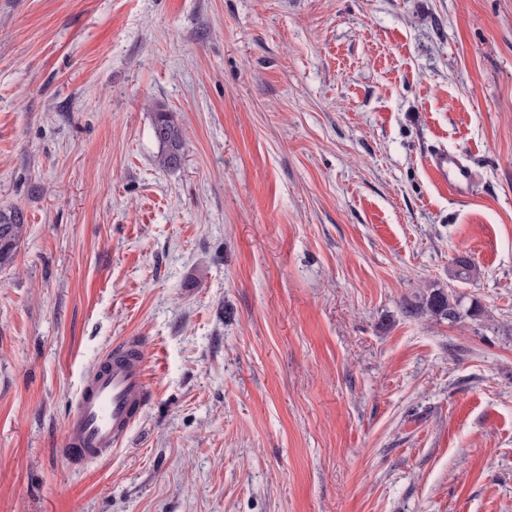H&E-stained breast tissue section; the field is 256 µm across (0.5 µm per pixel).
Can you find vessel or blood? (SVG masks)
<instances>
[{
  "instance_id": "1",
  "label": "vessel or blood",
  "mask_w": 512,
  "mask_h": 512,
  "mask_svg": "<svg viewBox=\"0 0 512 512\" xmlns=\"http://www.w3.org/2000/svg\"><path fill=\"white\" fill-rule=\"evenodd\" d=\"M431 167L450 192H469L476 173L457 156L443 151ZM148 360L139 337L117 343L103 362L84 377L64 431V453L77 462L110 458L122 445L146 405Z\"/></svg>"
}]
</instances>
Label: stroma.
I'll use <instances>...</instances> for the list:
<instances>
[{
    "label": "stroma",
    "instance_id": "stroma-1",
    "mask_svg": "<svg viewBox=\"0 0 512 512\" xmlns=\"http://www.w3.org/2000/svg\"><path fill=\"white\" fill-rule=\"evenodd\" d=\"M10 207L0 512H512V0H0ZM127 336L144 413L70 467ZM153 133L161 147L160 163L168 169L181 166L184 158L182 130L172 112L160 106L156 109ZM431 167L436 175L448 185V190L459 195L467 194L476 180V172L462 163L457 156L445 151L431 156ZM27 217L19 208H0V269L12 263L26 234ZM405 309L411 314L429 315L451 325L465 318L481 321L484 316L482 307L477 302L471 301L469 307L465 309L463 298L444 288H428L415 296L414 300L406 301ZM147 397L144 344L138 336H127L81 380L64 431L63 452L84 463L110 458L127 438Z\"/></svg>",
    "mask_w": 512,
    "mask_h": 512
}]
</instances>
